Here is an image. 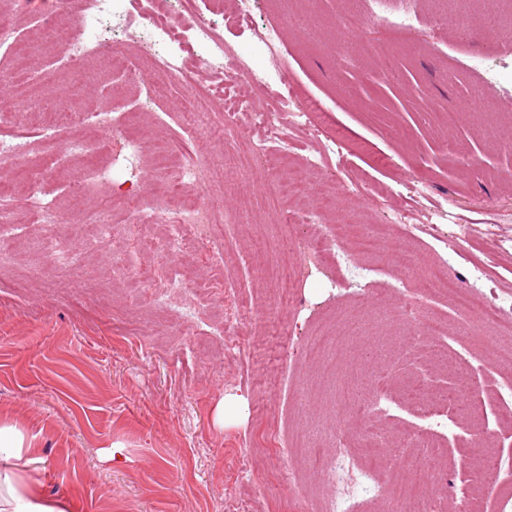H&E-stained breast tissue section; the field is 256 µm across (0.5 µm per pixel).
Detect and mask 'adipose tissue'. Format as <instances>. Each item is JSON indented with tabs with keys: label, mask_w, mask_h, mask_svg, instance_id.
Returning <instances> with one entry per match:
<instances>
[{
	"label": "adipose tissue",
	"mask_w": 512,
	"mask_h": 512,
	"mask_svg": "<svg viewBox=\"0 0 512 512\" xmlns=\"http://www.w3.org/2000/svg\"><path fill=\"white\" fill-rule=\"evenodd\" d=\"M27 465L21 432L0 426V512H72L66 501L37 493L24 475Z\"/></svg>",
	"instance_id": "adipose-tissue-1"
}]
</instances>
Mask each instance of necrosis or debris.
<instances>
[{
  "label": "necrosis or debris",
  "instance_id": "obj_1",
  "mask_svg": "<svg viewBox=\"0 0 512 512\" xmlns=\"http://www.w3.org/2000/svg\"><path fill=\"white\" fill-rule=\"evenodd\" d=\"M179 11L165 7L164 0H83L84 10L78 26L64 22L60 8H52L43 18V31L50 34L69 68L80 71L88 51L108 56L112 43L103 38L106 30L123 32L148 39L154 48V59L159 71L174 80L188 81L197 73L234 72L251 83L262 94H269L275 78L265 67H251L245 62L243 51L228 45L217 37L211 19L190 10L191 0H178ZM212 97L219 112L224 115V128L231 131L248 125L261 128L263 137L257 150L264 156L268 171H275L278 160L288 154V130L298 125H309V111L299 107L289 96L277 95L272 109L263 110L253 105L232 100L223 91H213ZM129 115L98 113L88 124L85 135L67 141L63 148L68 157L82 160L83 165L66 185L67 195L75 206L89 201L95 183L102 176L90 160L97 153L96 133L111 128L127 161H135L149 151V144L129 130ZM0 164L8 165L13 176L0 179V200L18 203L26 223L40 224L45 229L41 242L44 253L58 265H67L71 256L53 227L61 219L59 212L40 199L43 183L34 175L30 158L22 153L14 140L0 136ZM206 164L199 153L185 151L173 174L163 182L152 201L141 212L145 224H167L168 235L163 243L166 250L188 253L199 249L202 242L211 240L218 205L202 198H184L187 185H200ZM344 246L349 255L372 253L378 238L364 224H328L306 245L307 251L318 261L334 257L337 246ZM442 293L448 295L462 319L481 317L497 324L512 319V308L488 301L476 305L472 293L462 288L447 265L434 266L425 279L412 287L413 296L425 297ZM446 370L455 378L451 387L431 389L415 383L403 391L406 400L415 405L424 417L437 419L451 412L464 419H477L482 412L480 400L473 395L470 367L458 360H444ZM419 460L412 478L413 487H420L422 478H429L440 488L448 486L447 450L431 438H423L415 446L400 443L391 455H372L371 465L358 467L352 448L337 444L332 456L318 460V467L334 489V495L325 504L324 512H361L366 501L388 498L389 476L399 463ZM512 488V463L507 462L501 450L483 453L470 467L461 488L459 512H468L472 495L482 489L494 492Z\"/></svg>",
  "mask_w": 512,
  "mask_h": 512
}]
</instances>
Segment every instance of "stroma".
<instances>
[{"label":"stroma","instance_id":"35a3bbf8","mask_svg":"<svg viewBox=\"0 0 512 512\" xmlns=\"http://www.w3.org/2000/svg\"><path fill=\"white\" fill-rule=\"evenodd\" d=\"M252 26L220 27L226 43L262 60L255 29L281 32L279 59L300 105L316 113L318 141L292 133L283 176H309L310 197L274 192L252 145L260 130L207 142L220 119L207 90L225 86L253 100L245 80L201 74L185 83L159 74L144 41L114 34L116 58L94 55L80 72L67 68L38 15L15 30L24 57L0 50V101L10 100L9 71L24 64L44 92L25 111L53 123L62 112L109 110L128 104L131 129L155 146L180 152L210 149L216 166L209 196L221 198L227 220L215 247L177 254L149 249L137 205L148 204L166 170L153 156L130 164L111 143L102 161L107 180L98 193L112 203L109 242L84 246L80 224L98 206L72 207L65 185L71 165L45 176V203L62 221L55 231L73 250L58 267L40 248L41 225H24L11 255L0 259V424L23 435L37 489L71 502L74 512H321L331 488L312 461L339 440L366 444L364 427L384 433L382 450L434 427L400 388L416 382L450 385L447 372L418 352L424 320H447L436 343L449 357L468 362L479 395L477 422L447 415L439 438L448 450V480L460 483L483 448L512 453V396L497 389L512 381V323L487 325L460 319L447 298L433 296L414 309L402 297L412 278L447 261L461 285L486 300L512 302V151L497 130L512 127V42L496 31L461 40L454 25L437 19L430 0H416L417 23L405 33L371 23L373 0H257ZM360 18L353 30L342 16ZM380 57L363 51L365 43ZM147 73L153 88L124 81L116 59ZM439 104L428 126L418 101ZM26 154L43 162L80 127H60L53 141L23 123L0 126ZM358 175L383 188L378 200L338 193L340 180ZM425 192H416L421 176ZM334 193L316 224H292L288 215ZM409 211L410 223L389 227L392 210ZM349 220L376 225L377 251L356 257L361 277L344 263H304L301 249L326 224ZM410 251L412 278L400 274L398 255ZM132 255L148 282L163 268H183L188 286L167 301L154 289L131 287L115 259ZM209 290L192 296L196 285ZM369 290L370 304L356 295ZM237 317L224 332L225 314ZM355 335L335 354L309 351L323 333ZM337 379L366 392H385L372 417L342 412ZM245 397L244 408L222 419L219 407ZM483 428L484 444L471 442ZM297 460L300 479L280 472L279 454Z\"/></svg>","mask_w":512,"mask_h":512}]
</instances>
